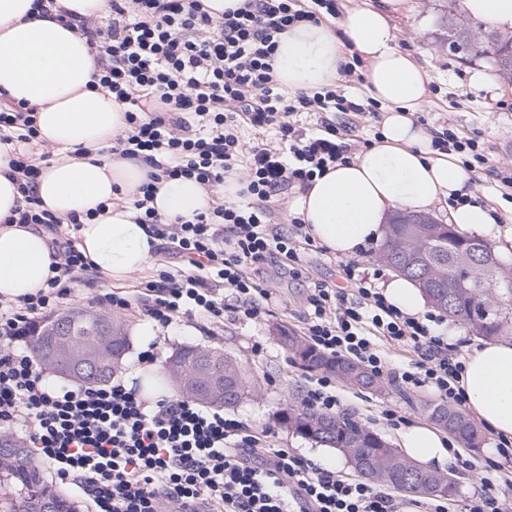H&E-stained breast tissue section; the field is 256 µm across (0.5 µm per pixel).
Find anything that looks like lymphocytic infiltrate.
I'll use <instances>...</instances> for the list:
<instances>
[{
	"label": "lymphocytic infiltrate",
	"instance_id": "lymphocytic-infiltrate-1",
	"mask_svg": "<svg viewBox=\"0 0 512 512\" xmlns=\"http://www.w3.org/2000/svg\"><path fill=\"white\" fill-rule=\"evenodd\" d=\"M313 2L309 11L299 0H242L218 21L202 0H107L103 22L60 13L76 21L98 59L96 90L126 112L128 128L110 154L150 169L134 202L137 220L184 263L144 284L145 312L158 330L180 316L214 328L228 313L249 320L269 314L272 291L257 277L258 265L278 256L298 262L311 243L300 217L281 233L273 199L311 186L358 148L334 115L360 112L359 104L327 87L288 93L274 73L283 33L339 12L338 0ZM0 142L16 146L8 165L23 195L7 223L56 231V217L33 193L49 155L34 151L32 107L0 104ZM229 175L239 178V198L210 214L171 222L152 206L162 179L192 178L210 190ZM52 248L45 288L0 300V430L22 435L59 481L79 489L90 512H404L410 505L448 512L439 500L410 504L375 483L270 447L265 432L189 398L150 401L119 377L48 386L25 340L69 301L75 274L89 267L73 241L56 240ZM342 271L349 289L318 283L306 297L311 346L462 406L463 363L449 356L448 339L437 331L441 316L389 303L381 269L349 260ZM384 342L418 353L414 368L390 369ZM497 453L481 463L484 487L465 512H512V442L500 440Z\"/></svg>",
	"mask_w": 512,
	"mask_h": 512
}]
</instances>
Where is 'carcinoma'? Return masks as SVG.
<instances>
[{
    "instance_id": "1",
    "label": "carcinoma",
    "mask_w": 512,
    "mask_h": 512,
    "mask_svg": "<svg viewBox=\"0 0 512 512\" xmlns=\"http://www.w3.org/2000/svg\"><path fill=\"white\" fill-rule=\"evenodd\" d=\"M446 29L451 47L456 44L464 47L485 44L492 48L499 75L512 81V36H480L452 17L446 21ZM484 244L486 241L476 237L458 238L451 224H389L381 254L390 255L386 264L392 268L398 263L410 267L405 276L417 283L434 308L466 324L476 335L496 340L509 334L512 268L505 267L499 259L488 265L469 264V257H481L478 248ZM69 314V333L73 343L79 346L91 343L95 328L90 316L81 309H71ZM49 340L44 326L28 338L29 350L37 359L44 356ZM284 341L297 349V355L309 368L324 367L335 372L346 364L355 372L356 385L363 389L379 387L377 378L354 360L325 357L310 346L298 344L295 336H286ZM129 345L125 329L119 328L112 345V356L115 357L112 368L105 374L93 370L77 373L68 381L76 384L108 382ZM176 354L180 358V371L186 378L194 375L203 357L211 355L217 359L213 376L224 380L225 396L224 402L214 403L216 407L235 406L252 390V383L238 364L221 350L183 345ZM428 414L439 424L451 422L464 447H480V430L468 416L443 404L430 405ZM282 421L303 438L338 451L362 479L375 476L379 482L396 491L432 495L425 481L404 480V468L412 459L351 414L335 416L291 405L283 412ZM35 492L48 497L55 512H77L71 495L48 481L43 467L31 452H26L25 458L19 461L0 454V512H36Z\"/></svg>"
}]
</instances>
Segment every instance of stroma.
Here are the masks:
<instances>
[{"instance_id": "stroma-1", "label": "stroma", "mask_w": 512, "mask_h": 512, "mask_svg": "<svg viewBox=\"0 0 512 512\" xmlns=\"http://www.w3.org/2000/svg\"><path fill=\"white\" fill-rule=\"evenodd\" d=\"M456 10L457 0H404L390 18L392 44L409 54L430 78L428 101L417 113V121L435 134L449 128L459 135L478 139L487 158L486 165L475 167L473 172L478 198L500 215L512 208V187L504 184L499 176L500 170L512 168V81L500 77L491 50L449 49L442 22ZM301 260L303 274L297 279L288 277L280 264L261 265L260 278L279 300L272 315L254 320L228 317L223 329L212 335L202 331L196 319L187 317L178 319L173 328L160 334L144 329L148 318L144 312L142 284L158 270L179 268L180 260L173 255H155L148 268L121 283L108 282L94 269L76 274L71 305L96 311L94 296L111 291L130 299L129 308L113 312L130 340V348L117 373L137 387L142 384L143 370L138 354L153 342L158 345L157 362L161 365L186 344L218 348L233 356L246 372L260 377L261 387L230 408L229 416L250 428L266 431L271 445L291 449L311 464L329 465L348 476L352 470L341 454L302 438L282 422L283 410L301 403L306 391L321 376L320 370L303 366L284 338L300 335L304 302L314 284L342 281L339 256L322 244L302 250ZM334 386L342 412L355 414L395 445L400 442V432L387 425L383 410L397 411L410 424H425L429 421L426 407L437 400L429 389L409 390L390 381L376 391L339 380ZM495 445V435L486 429L480 447L460 448L459 460L452 467L459 478V491L449 501L448 512H464L469 498L480 490L483 474L477 464L488 459V450Z\"/></svg>"}]
</instances>
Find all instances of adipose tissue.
<instances>
[{
    "label": "adipose tissue",
    "instance_id": "adipose-tissue-1",
    "mask_svg": "<svg viewBox=\"0 0 512 512\" xmlns=\"http://www.w3.org/2000/svg\"><path fill=\"white\" fill-rule=\"evenodd\" d=\"M32 5L33 0H0V103L23 100L35 107L40 139L53 153L35 193L60 223H69L71 214L84 215L76 231L79 250L106 279L121 282L145 269L157 246L146 225L136 223L133 206L147 168L103 155L126 130L125 112L111 95L95 90L97 60L85 38L39 16ZM400 6L401 0H380L379 6L351 10L335 23L295 26L280 38L276 75L288 92L329 84L347 43L367 61L369 94L388 107L381 138L350 163L314 178L290 210L313 239L336 255L352 257L382 238L393 211L426 213L465 195L468 203L449 213L457 230L492 235L502 251L512 250V228H497L489 210L473 201L470 172L453 155L434 149L431 133L414 120L427 102L428 75L391 45L389 15ZM459 9L487 27L512 29V0H459ZM7 170L0 149V297L17 301L43 288L51 249L43 231L5 224L21 201ZM238 188L233 177L215 193L192 179L165 178L153 205L167 218L190 220L210 213L216 197L233 200ZM459 386L468 410L484 426L512 438V339L474 347ZM401 443L412 459L442 467L455 463L429 426L408 427Z\"/></svg>",
    "mask_w": 512,
    "mask_h": 512
}]
</instances>
